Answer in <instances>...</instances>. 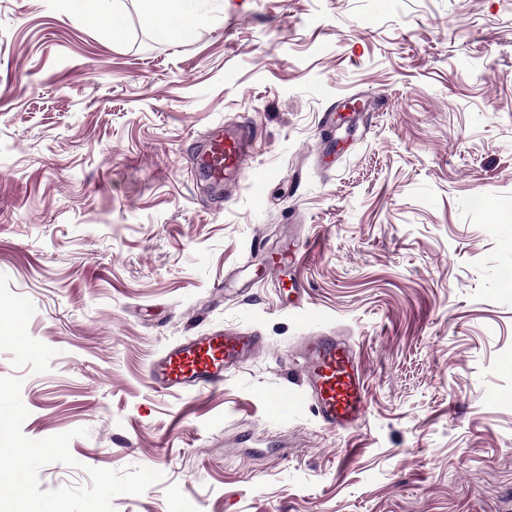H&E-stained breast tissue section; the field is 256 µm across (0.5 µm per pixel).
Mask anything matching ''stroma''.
<instances>
[{"mask_svg":"<svg viewBox=\"0 0 512 512\" xmlns=\"http://www.w3.org/2000/svg\"><path fill=\"white\" fill-rule=\"evenodd\" d=\"M110 6L119 41L0 0V414L58 446L0 506L512 512V0H194L174 39ZM232 124L228 193L196 155ZM233 330L265 344L223 388H150ZM321 331L365 366L344 432L268 416ZM299 260V252L292 250L287 247H281L278 249L269 260L268 275L275 279L276 285L284 286L285 281L283 280L284 275L289 268L294 267Z\"/></svg>","mask_w":512,"mask_h":512,"instance_id":"obj_1","label":"stroma"}]
</instances>
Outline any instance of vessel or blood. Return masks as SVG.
Listing matches in <instances>:
<instances>
[{
    "instance_id": "b4317fda",
    "label": "vessel or blood",
    "mask_w": 512,
    "mask_h": 512,
    "mask_svg": "<svg viewBox=\"0 0 512 512\" xmlns=\"http://www.w3.org/2000/svg\"><path fill=\"white\" fill-rule=\"evenodd\" d=\"M249 127L232 126L208 141L201 165L209 178L234 187L251 159ZM299 260L297 251L278 249L268 262V274L282 281ZM263 338L254 331L191 336L168 348L147 368V378L158 392H202L223 385L227 373L258 354ZM298 354L306 373L305 392H290L273 398L269 413L277 421L292 418L300 396L312 400L317 415L335 430L353 427L367 409L365 372L349 339L342 336L304 337Z\"/></svg>"
}]
</instances>
